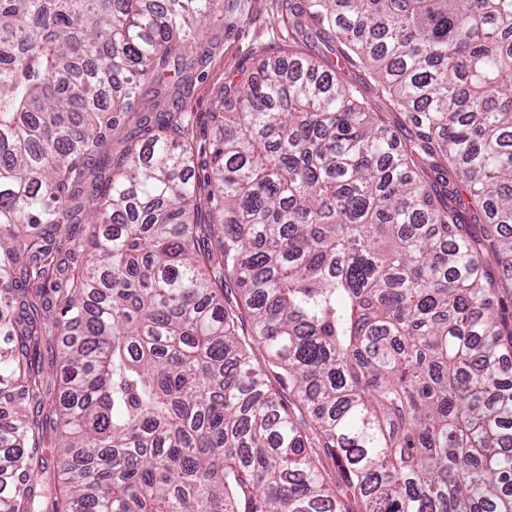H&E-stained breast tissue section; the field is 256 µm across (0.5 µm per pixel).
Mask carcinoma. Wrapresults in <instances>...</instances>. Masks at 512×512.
I'll return each mask as SVG.
<instances>
[{"label": "carcinoma", "mask_w": 512, "mask_h": 512, "mask_svg": "<svg viewBox=\"0 0 512 512\" xmlns=\"http://www.w3.org/2000/svg\"><path fill=\"white\" fill-rule=\"evenodd\" d=\"M223 6L0 0V512H512V0L288 4L414 140L338 60L264 59L214 113L208 222L167 112L57 260L89 160ZM339 65L343 66L340 77L344 82L356 83L364 98L370 103L374 112H381L384 115L386 124L396 131L402 142L412 138L415 130L408 124L400 125L398 121L399 114L392 113L388 108L386 101L375 93L374 82L370 74L363 68L344 63L340 59Z\"/></svg>", "instance_id": "1"}]
</instances>
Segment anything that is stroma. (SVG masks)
Here are the masks:
<instances>
[{"mask_svg":"<svg viewBox=\"0 0 512 512\" xmlns=\"http://www.w3.org/2000/svg\"><path fill=\"white\" fill-rule=\"evenodd\" d=\"M197 51L206 55L204 64L181 76H170L160 85L146 83L130 118L120 121L104 142L92 167L87 191L107 183L126 148L144 139L147 130L156 129L159 113H189L195 147H209L213 113L231 101L233 87L255 76L262 59L285 58L294 53L322 54L326 43L315 27L300 31L289 28L285 0H224L222 16L204 25ZM340 77L359 86L372 110L383 113L387 125L401 140L413 137V128L400 125L397 114L378 97L365 69L347 64Z\"/></svg>","mask_w":512,"mask_h":512,"instance_id":"1","label":"stroma"}]
</instances>
